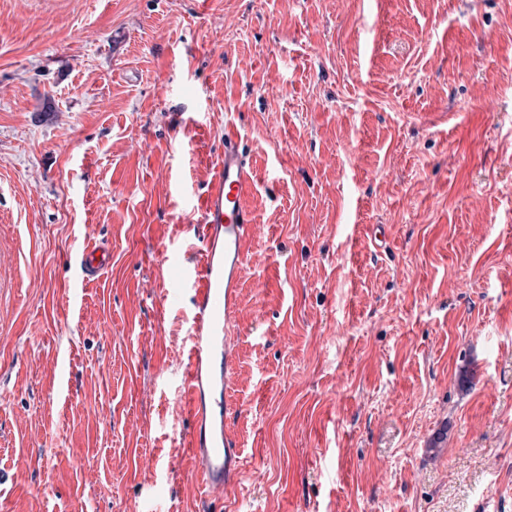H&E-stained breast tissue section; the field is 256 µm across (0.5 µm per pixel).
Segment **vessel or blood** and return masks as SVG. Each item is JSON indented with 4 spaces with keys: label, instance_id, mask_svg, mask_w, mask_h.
Masks as SVG:
<instances>
[{
    "label": "vessel or blood",
    "instance_id": "1",
    "mask_svg": "<svg viewBox=\"0 0 512 512\" xmlns=\"http://www.w3.org/2000/svg\"><path fill=\"white\" fill-rule=\"evenodd\" d=\"M251 168L236 133L224 135V153L201 202L206 233L199 267L178 266L166 296L193 310L189 355L182 380L191 429L185 446L195 461V478L212 491H223L242 470L241 451L228 420L235 409L227 399L234 380L235 317L238 288L247 260L245 242L254 218L243 196ZM112 262V249L101 241L81 255L84 279L101 275Z\"/></svg>",
    "mask_w": 512,
    "mask_h": 512
}]
</instances>
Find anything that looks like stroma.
Instances as JSON below:
<instances>
[{
  "label": "stroma",
  "instance_id": "35a3bbf8",
  "mask_svg": "<svg viewBox=\"0 0 512 512\" xmlns=\"http://www.w3.org/2000/svg\"><path fill=\"white\" fill-rule=\"evenodd\" d=\"M229 130L220 512H512V0H0V512H211L164 290ZM112 262V249L101 241L88 246L81 255L80 268L83 278L91 280L99 277Z\"/></svg>",
  "mask_w": 512,
  "mask_h": 512
}]
</instances>
